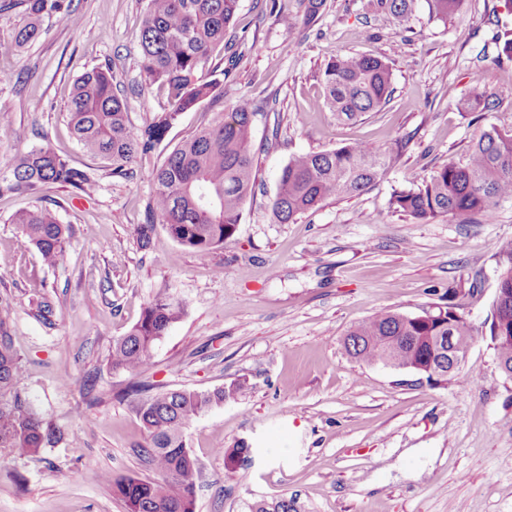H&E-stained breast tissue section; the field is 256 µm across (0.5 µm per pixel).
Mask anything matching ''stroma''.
Here are the masks:
<instances>
[{"label": "stroma", "mask_w": 512, "mask_h": 512, "mask_svg": "<svg viewBox=\"0 0 512 512\" xmlns=\"http://www.w3.org/2000/svg\"><path fill=\"white\" fill-rule=\"evenodd\" d=\"M143 0H72L79 27L53 23L19 53L0 56V168L19 154L27 129L76 166L91 168L92 196L50 185L0 197V295L14 313L10 334L25 368L19 393L61 438L34 457L0 448V512H126L112 479L154 477L140 456L148 438L134 380L210 391L242 383L243 397L199 417L188 445L201 466L196 512H250L256 501L294 499L297 512H512V379L498 367L488 315L512 240V202L494 219L429 223L393 212V188L464 162L480 126L512 130V98L475 121L460 103L474 71L489 86L512 84V13L503 0H464L447 21L415 0L409 27L370 0H327L311 26L288 31L281 13L303 16V0H240L224 34L237 56L224 95L184 113L173 146L214 113L252 101L258 188L234 237L209 253L180 247L156 227L141 248L135 225L149 220L153 172L166 152L139 156L129 178L87 157L64 114L74 79L111 65L133 128L168 106L141 70ZM389 59L394 93L383 111L337 121L323 105L321 75L337 54ZM352 142L386 150L391 162L369 190L326 202L290 224L271 202L288 159ZM60 204L72 235L45 266L10 224L36 198ZM168 292L184 315L131 374L113 368L112 343ZM53 312L42 316V302ZM455 304L474 343L466 381L434 383L372 366L342 339L381 310L405 314ZM250 448L225 472L219 451Z\"/></svg>", "instance_id": "obj_1"}]
</instances>
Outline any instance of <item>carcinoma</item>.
I'll return each instance as SVG.
<instances>
[{
	"mask_svg": "<svg viewBox=\"0 0 512 512\" xmlns=\"http://www.w3.org/2000/svg\"><path fill=\"white\" fill-rule=\"evenodd\" d=\"M240 0H145L142 28V70L145 81L166 92L170 107L157 113L139 129L130 126L124 100L116 93L109 67H93L72 85L67 125L81 150L92 158L112 163V176L126 178L138 154L159 148L182 113L203 101L223 96L221 64L213 62L214 49L224 44V31L233 21ZM463 0H430L432 15L440 20L458 11ZM26 17L11 43L8 55L45 32L53 19L72 26L78 17L67 0H18ZM372 6L401 23L409 21L413 0H372ZM324 105L340 122L356 121L378 112L393 94L392 70L385 59L359 54H338L323 70ZM512 98L504 86L488 87L476 72L464 99L469 112L481 115ZM253 112L251 102L240 100L228 113H219L195 136L179 143L155 170L154 195L149 210L179 246L207 253L224 245L243 219L244 207L254 195L256 173L251 153ZM383 149L367 143H350L320 152L291 156L282 168L272 215L288 224L332 199L360 194L385 173ZM59 184L84 196L97 182L86 170L73 166L50 145H32L0 170V197L20 188L38 190ZM512 201V130L486 126L471 141L466 161L450 162L420 184L393 189V211L417 221L452 216L469 223L476 215L493 218L497 208ZM10 223L37 248L44 265L53 267L63 258L71 225L60 222L55 210L37 200L15 212ZM502 271L498 287L503 300L491 308V319L506 322L512 336V241L500 248ZM401 321L394 311H379L346 333V353L370 365L390 362L426 365L438 363L431 337L451 334L474 339L471 325L454 317ZM11 302L0 296V447L20 456H35L59 439L57 431L31 412L17 392L24 378L9 324ZM183 315L172 295L160 293L144 308L141 319L112 346V367L141 370L156 344ZM245 387L232 384L212 391L181 389L151 391L130 389L138 396L137 416L148 445L140 454L158 473L157 479L123 477L107 481L124 502L127 512H195V490L200 476L198 460L187 446V431L198 417L225 401L236 400Z\"/></svg>",
	"mask_w": 512,
	"mask_h": 512,
	"instance_id": "1",
	"label": "carcinoma"
}]
</instances>
